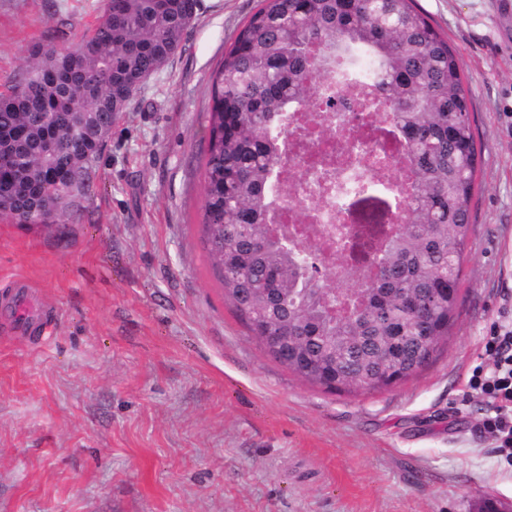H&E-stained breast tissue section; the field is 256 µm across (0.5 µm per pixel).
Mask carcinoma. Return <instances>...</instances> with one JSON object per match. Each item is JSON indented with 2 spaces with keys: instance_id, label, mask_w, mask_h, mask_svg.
<instances>
[{
  "instance_id": "obj_1",
  "label": "carcinoma",
  "mask_w": 512,
  "mask_h": 512,
  "mask_svg": "<svg viewBox=\"0 0 512 512\" xmlns=\"http://www.w3.org/2000/svg\"><path fill=\"white\" fill-rule=\"evenodd\" d=\"M197 0H105L102 16L74 47L44 43L25 76L0 92V217L17 224H62L68 178L90 190L95 161L112 123L197 19ZM331 45L345 65L337 80L369 81L387 103V122L411 162L403 223L367 224L368 255L352 268L368 304L358 316L331 313L326 285L307 243L296 249L274 220L288 113L304 107L325 78L315 49ZM209 136L202 158L203 243L236 314L261 346L278 327L306 337L304 371L286 368L329 392L363 391L374 365L382 388L406 381L435 357L454 322L478 149L469 90L448 40L415 0H260L211 78ZM232 261L228 272L216 254ZM455 277L448 281V262ZM278 288L272 312L264 289ZM435 296L414 317L409 303ZM437 337L420 350L418 337Z\"/></svg>"
}]
</instances>
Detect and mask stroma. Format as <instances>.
<instances>
[{
	"label": "stroma",
	"mask_w": 512,
	"mask_h": 512,
	"mask_svg": "<svg viewBox=\"0 0 512 512\" xmlns=\"http://www.w3.org/2000/svg\"><path fill=\"white\" fill-rule=\"evenodd\" d=\"M456 52L479 188L455 323L400 385L329 393L272 359L225 301L201 241L211 76L258 0H201L135 93L57 227L0 217L14 281L57 315L49 338L0 307V512H512V465L467 381L512 322V21L494 0H417ZM104 0H0V88Z\"/></svg>",
	"instance_id": "obj_1"
}]
</instances>
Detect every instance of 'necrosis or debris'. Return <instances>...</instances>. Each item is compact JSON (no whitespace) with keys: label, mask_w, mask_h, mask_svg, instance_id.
Instances as JSON below:
<instances>
[{"label":"necrosis or debris","mask_w":512,"mask_h":512,"mask_svg":"<svg viewBox=\"0 0 512 512\" xmlns=\"http://www.w3.org/2000/svg\"><path fill=\"white\" fill-rule=\"evenodd\" d=\"M382 109L380 96L368 84L353 82L339 87L334 106L315 99L288 123L282 166L299 169L301 177L277 188L280 222L302 225L318 258L328 257L336 243L359 235L367 218L353 215L350 205L369 185L383 184L394 192L380 223L402 221V189L410 179V163L403 138L375 122V113Z\"/></svg>","instance_id":"obj_1"}]
</instances>
